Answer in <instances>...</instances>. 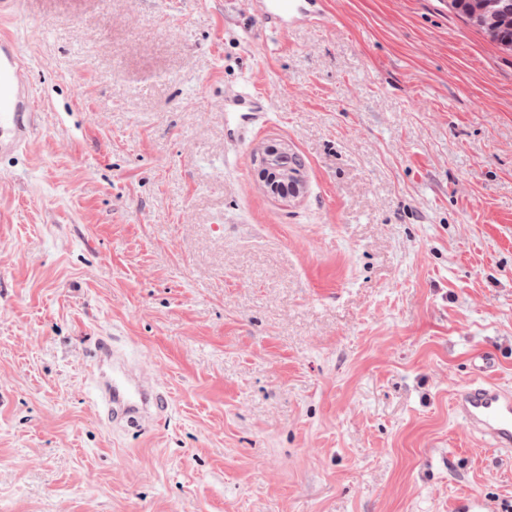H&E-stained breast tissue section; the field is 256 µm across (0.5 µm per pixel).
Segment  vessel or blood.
Returning <instances> with one entry per match:
<instances>
[{
    "label": "vessel or blood",
    "instance_id": "obj_1",
    "mask_svg": "<svg viewBox=\"0 0 512 512\" xmlns=\"http://www.w3.org/2000/svg\"><path fill=\"white\" fill-rule=\"evenodd\" d=\"M250 9L280 34L296 22H313L319 14L317 0H250ZM269 111L267 96L256 89L237 85L224 92L225 117L237 142L264 125ZM36 126L34 90L21 47L13 36L0 33V157L22 152ZM89 360L98 411L111 429L142 428L168 413V392L132 370L112 338L99 339ZM453 408L492 447L512 449V391L474 379L455 390Z\"/></svg>",
    "mask_w": 512,
    "mask_h": 512
}]
</instances>
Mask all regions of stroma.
<instances>
[{"instance_id": "35a3bbf8", "label": "stroma", "mask_w": 512, "mask_h": 512, "mask_svg": "<svg viewBox=\"0 0 512 512\" xmlns=\"http://www.w3.org/2000/svg\"><path fill=\"white\" fill-rule=\"evenodd\" d=\"M323 2L284 36L225 0L6 22L39 123L0 159V512H512L452 410L483 356L512 389V51L448 0ZM269 139L301 198L257 185ZM102 336L170 395L146 430L100 420ZM268 97L247 86L237 85L224 91V112L230 135L243 143L248 135L269 120ZM252 173L266 193L281 200L290 202L306 191L302 165L286 141L271 139L263 143L253 154Z\"/></svg>"}]
</instances>
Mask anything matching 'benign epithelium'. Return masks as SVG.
Returning <instances> with one entry per match:
<instances>
[{
  "label": "benign epithelium",
  "instance_id": "benign-epithelium-1",
  "mask_svg": "<svg viewBox=\"0 0 512 512\" xmlns=\"http://www.w3.org/2000/svg\"><path fill=\"white\" fill-rule=\"evenodd\" d=\"M448 6L512 50V0H448ZM252 173L266 193L281 200L290 202L306 191L302 165L283 140H268L255 151Z\"/></svg>",
  "mask_w": 512,
  "mask_h": 512
}]
</instances>
